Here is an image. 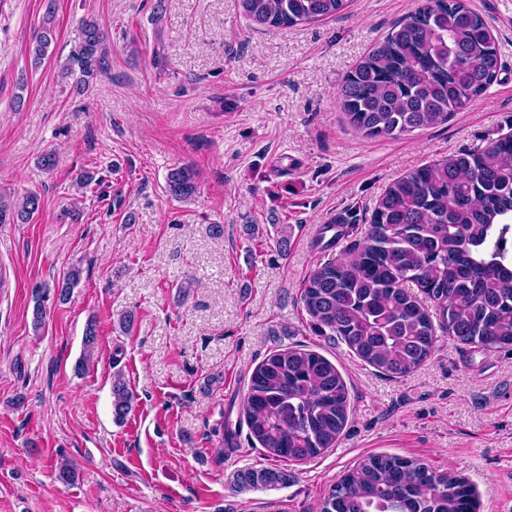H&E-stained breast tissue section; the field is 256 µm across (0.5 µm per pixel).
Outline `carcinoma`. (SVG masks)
I'll list each match as a JSON object with an SVG mask.
<instances>
[{
  "instance_id": "1",
  "label": "carcinoma",
  "mask_w": 512,
  "mask_h": 512,
  "mask_svg": "<svg viewBox=\"0 0 512 512\" xmlns=\"http://www.w3.org/2000/svg\"><path fill=\"white\" fill-rule=\"evenodd\" d=\"M347 0H238L251 23L278 29L333 18ZM56 39L49 10L30 53L38 65ZM106 36L84 22L80 46L64 71L87 83L104 71ZM500 58L487 21L467 0H425L397 22L344 77L339 107L367 137L398 136L444 123L465 110L497 79ZM170 193L188 200L195 173L172 169ZM40 197L18 203L0 196V224H25ZM80 280L69 270L53 285L33 290L32 323L39 329L45 302L65 300ZM303 301L319 331H330L363 363L389 377L404 376L426 361L437 331L463 345L512 350V135L449 155L392 181L378 200L367 240L344 262L329 261L308 279ZM84 370L97 349L88 323ZM134 393L119 374L112 380L113 416L124 421ZM243 411L251 438L289 461L314 458L336 445L350 411L342 374L323 355L296 345L276 351L250 377ZM290 475L248 468L234 477L240 489L268 490ZM468 479L436 472L423 460L371 455L341 477L323 497L320 512H474Z\"/></svg>"
}]
</instances>
